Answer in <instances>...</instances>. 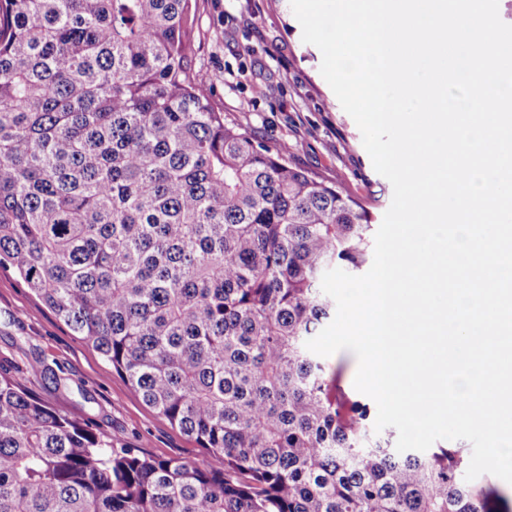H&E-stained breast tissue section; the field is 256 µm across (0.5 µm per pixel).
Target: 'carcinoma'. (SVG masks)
<instances>
[{
    "mask_svg": "<svg viewBox=\"0 0 512 512\" xmlns=\"http://www.w3.org/2000/svg\"><path fill=\"white\" fill-rule=\"evenodd\" d=\"M189 8L0 0V267L204 449L116 448L0 374V512H512L306 349L372 214L215 111Z\"/></svg>",
    "mask_w": 512,
    "mask_h": 512,
    "instance_id": "1",
    "label": "carcinoma"
}]
</instances>
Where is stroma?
Segmentation results:
<instances>
[{
    "label": "stroma",
    "instance_id": "1",
    "mask_svg": "<svg viewBox=\"0 0 512 512\" xmlns=\"http://www.w3.org/2000/svg\"><path fill=\"white\" fill-rule=\"evenodd\" d=\"M191 14V68L211 84L225 121L266 144L288 143L294 165L341 180L382 222L392 185L322 77V54L303 42L290 0H191ZM0 373L116 446L189 462L202 454L8 268H0Z\"/></svg>",
    "mask_w": 512,
    "mask_h": 512
}]
</instances>
